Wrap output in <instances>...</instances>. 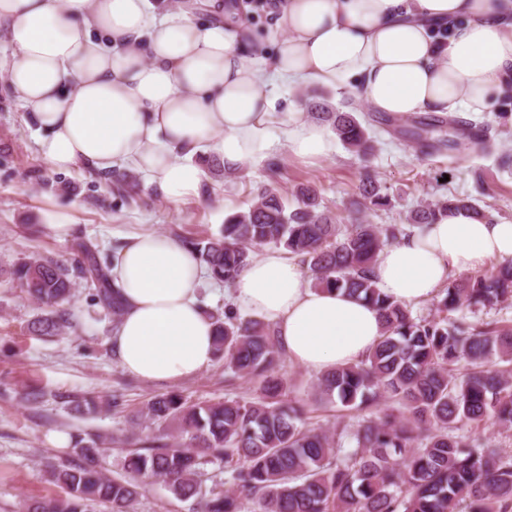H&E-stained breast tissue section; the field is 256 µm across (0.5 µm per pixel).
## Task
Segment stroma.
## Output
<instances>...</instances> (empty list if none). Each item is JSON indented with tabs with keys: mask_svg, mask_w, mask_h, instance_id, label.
<instances>
[{
	"mask_svg": "<svg viewBox=\"0 0 512 512\" xmlns=\"http://www.w3.org/2000/svg\"><path fill=\"white\" fill-rule=\"evenodd\" d=\"M281 118L271 134L273 148L246 165V179L206 182L204 193L178 204L141 189L130 198L112 189V180L95 176L83 166L68 172L49 169L36 146L40 131L0 86V512H18L26 497H51L58 487L46 481V459H66L70 446L59 447L50 434L90 432L104 438L157 427L139 417L153 396L175 391L189 403L224 398H250L254 383L237 381L227 387L223 361L216 360L198 376L171 385L143 383L117 363L110 345L112 319L92 305L90 289L77 282L68 310L74 330L48 341L31 336L26 325L38 308L3 272L33 253L63 259L71 238L53 234L55 224H72L77 235L99 246L108 260L121 239L141 230L197 237L217 233L228 214L244 209L251 188L274 184L291 194L308 184L324 205L343 222L360 218L372 224H403L419 203L451 195H468L497 223H512V167L500 165L512 157V96L496 100L491 111L460 113V120L486 129L493 148L424 155L403 138L387 133L383 117L346 86H281L271 88ZM332 107L354 104L369 123L375 149L361 156L337 147L330 157L314 160L293 155L282 134V123L311 120L309 104ZM372 174L389 198L380 209L357 208V185ZM40 388L39 402L25 399ZM123 396L120 410L108 413L76 411L78 398Z\"/></svg>",
	"mask_w": 512,
	"mask_h": 512,
	"instance_id": "obj_1",
	"label": "stroma"
}]
</instances>
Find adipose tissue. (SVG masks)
Masks as SVG:
<instances>
[{"mask_svg":"<svg viewBox=\"0 0 512 512\" xmlns=\"http://www.w3.org/2000/svg\"><path fill=\"white\" fill-rule=\"evenodd\" d=\"M271 57L231 20L194 23L150 13L148 0H0V29L16 60L4 82L44 135L45 165L132 170L163 199L200 196V146L241 167L271 147L274 83L353 81L374 111L395 117L488 111L512 89V0H285ZM289 151L325 158L324 129L295 121ZM512 259V224L440 215L383 247L373 271L409 305L451 274ZM205 269L176 238L127 235L112 266L124 312L110 342L127 373L153 385L198 375L214 360V325L200 298ZM230 297L273 324L288 360L322 373L361 360L383 332L375 307L309 285L285 251H267Z\"/></svg>","mask_w":512,"mask_h":512,"instance_id":"1","label":"adipose tissue"}]
</instances>
